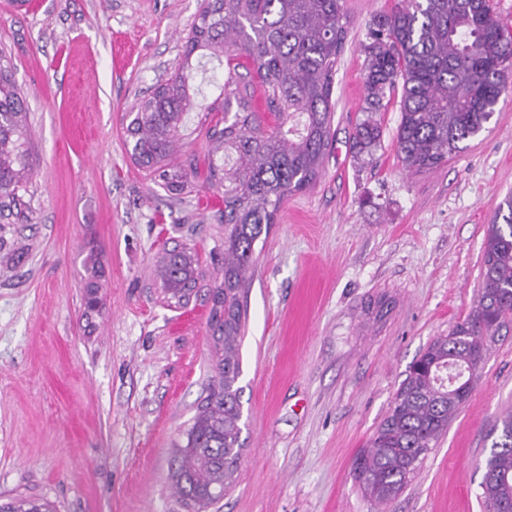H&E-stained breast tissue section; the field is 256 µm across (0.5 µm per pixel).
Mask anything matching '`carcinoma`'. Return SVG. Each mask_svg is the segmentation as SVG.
I'll return each mask as SVG.
<instances>
[{
  "label": "carcinoma",
  "mask_w": 512,
  "mask_h": 512,
  "mask_svg": "<svg viewBox=\"0 0 512 512\" xmlns=\"http://www.w3.org/2000/svg\"><path fill=\"white\" fill-rule=\"evenodd\" d=\"M348 27L344 0H204L174 74L142 99L125 126L134 163L158 174L172 194L188 173L173 155L190 114L203 106L194 83L206 63L226 64L219 94L224 127L210 129L209 180L224 186V274L212 291V362L216 372L180 446L175 493L195 512L224 497L242 454L237 386L246 318L244 287L256 242L269 232L288 195L317 179L332 137L333 91ZM365 84L369 111L383 107L402 85L396 150L409 172L439 168L464 150L493 118L512 88V40L505 37L490 0H399L373 21ZM247 56L253 71L233 63ZM270 117L254 111V81ZM380 140L377 121L356 126L354 142L369 151ZM31 132L11 58L0 53V205L21 200L31 179ZM485 236L477 305L446 336L433 341L409 366L370 447L354 461L366 494L391 501L448 429L471 387L451 389L448 379L474 372L488 337L512 316V196ZM164 291L182 301L197 285L192 249L175 247L157 260ZM482 503L489 512H512V413L484 461ZM0 512H55L46 500L15 498Z\"/></svg>",
  "instance_id": "carcinoma-1"
}]
</instances>
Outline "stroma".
<instances>
[{
	"instance_id": "stroma-1",
	"label": "stroma",
	"mask_w": 512,
	"mask_h": 512,
	"mask_svg": "<svg viewBox=\"0 0 512 512\" xmlns=\"http://www.w3.org/2000/svg\"><path fill=\"white\" fill-rule=\"evenodd\" d=\"M203 0H0V49L27 100L34 175L0 211V499L58 512H186L177 445L213 374L208 325L224 264V190L206 128L174 161L176 196L127 152L124 116L173 73ZM397 0H344L333 136L316 182L284 201L255 246L241 347L240 470L208 512H481L490 432L512 411V321L488 342L469 401L411 482L380 505L353 461L409 365L477 304L486 230L512 194V92L439 169L396 153L399 92L366 119L364 47ZM193 248L196 296L167 298L164 250ZM105 274L86 313L84 264ZM356 147L361 151H371L380 140V127L372 117L367 118L356 126L354 134ZM54 505L46 500L15 498L0 504V512H55Z\"/></svg>"
}]
</instances>
